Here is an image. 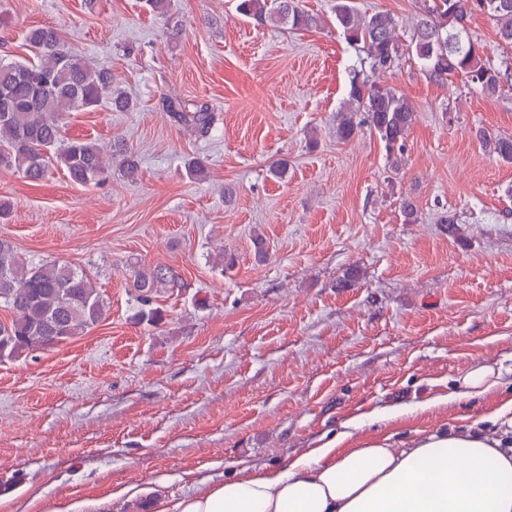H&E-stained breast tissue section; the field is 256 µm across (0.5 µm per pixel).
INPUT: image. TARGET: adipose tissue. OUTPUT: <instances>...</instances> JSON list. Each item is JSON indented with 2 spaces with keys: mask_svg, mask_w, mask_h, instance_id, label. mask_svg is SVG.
<instances>
[{
  "mask_svg": "<svg viewBox=\"0 0 512 512\" xmlns=\"http://www.w3.org/2000/svg\"><path fill=\"white\" fill-rule=\"evenodd\" d=\"M332 438L285 466L238 475L158 512H512V439L434 431L406 448Z\"/></svg>",
  "mask_w": 512,
  "mask_h": 512,
  "instance_id": "obj_1",
  "label": "adipose tissue"
}]
</instances>
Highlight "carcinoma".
<instances>
[{
    "mask_svg": "<svg viewBox=\"0 0 512 512\" xmlns=\"http://www.w3.org/2000/svg\"><path fill=\"white\" fill-rule=\"evenodd\" d=\"M237 11L262 26L287 25L296 30L319 22L302 8L301 0H239ZM474 12L497 22L499 40L511 50L512 0H420L407 43L401 41L392 14H363L352 0H336V25L347 43L364 53L360 68L350 76L348 109L338 113L337 136L347 140L365 124L385 143L390 164L398 165L414 110L393 88L369 80L367 72L385 71L405 54L416 57L432 81L459 78L491 95L512 87V63L496 67L484 60L483 47L467 25ZM25 41L28 60H0V164L15 168L32 183L43 181L52 168L66 171L76 184L96 183L107 172L108 159L118 163L126 177H135L138 161L123 141H113L106 157L97 142L66 141L62 135L61 121L67 112L91 111L105 98L117 112L131 108L129 97L113 86L112 72L73 52L54 27L32 29ZM168 111L201 135L213 128L214 114L204 103L171 101ZM359 113L364 118L357 122ZM476 138L489 154L512 163L511 135L478 129ZM181 287L179 274L169 266L133 271L132 288L143 306L150 305L162 289ZM0 302L12 312L10 322H0V359L65 342L105 315L103 299L85 270L56 261L29 263L2 237Z\"/></svg>",
    "mask_w": 512,
    "mask_h": 512,
    "instance_id": "obj_1",
    "label": "carcinoma"
}]
</instances>
